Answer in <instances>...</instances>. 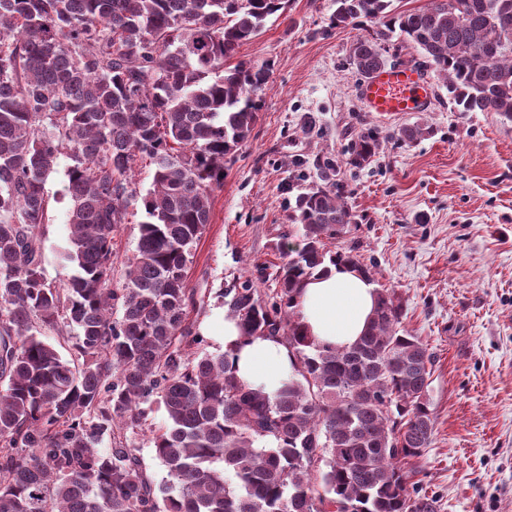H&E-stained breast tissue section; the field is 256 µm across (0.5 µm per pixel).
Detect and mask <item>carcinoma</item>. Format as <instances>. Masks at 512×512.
I'll list each match as a JSON object with an SVG mask.
<instances>
[{
	"mask_svg": "<svg viewBox=\"0 0 512 512\" xmlns=\"http://www.w3.org/2000/svg\"><path fill=\"white\" fill-rule=\"evenodd\" d=\"M333 0L329 28L374 24L350 60L387 65L393 36L418 50L460 112L512 121V0ZM285 0H0V512H438L413 460L431 444L435 356L402 328L393 289L377 290L366 333L333 348L308 336L298 284L329 261L374 280L353 247L327 249L353 215L338 163L289 203L301 244L275 273L257 265L224 289V317L250 337L279 336L294 372L271 398L228 355L201 351L188 288L192 248L210 222L226 164L250 138L270 67L239 56ZM426 124L400 130L415 142ZM379 141L360 134L349 163ZM67 156L70 199L61 288L42 268L45 191ZM154 166L137 191L138 164ZM141 200L136 251L112 287V239ZM278 287L264 292L269 279ZM121 308L120 319L112 310ZM75 333L81 361L45 333ZM166 422L152 449L156 489L136 449L152 405ZM110 438L113 446L97 445Z\"/></svg>",
	"mask_w": 512,
	"mask_h": 512,
	"instance_id": "1",
	"label": "carcinoma"
}]
</instances>
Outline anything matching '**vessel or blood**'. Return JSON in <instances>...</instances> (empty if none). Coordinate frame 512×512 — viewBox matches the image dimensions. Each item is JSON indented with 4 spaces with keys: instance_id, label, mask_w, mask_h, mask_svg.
Wrapping results in <instances>:
<instances>
[{
    "instance_id": "b4317fda",
    "label": "vessel or blood",
    "mask_w": 512,
    "mask_h": 512,
    "mask_svg": "<svg viewBox=\"0 0 512 512\" xmlns=\"http://www.w3.org/2000/svg\"><path fill=\"white\" fill-rule=\"evenodd\" d=\"M359 98L369 112H426L435 100V91L418 69L386 66L367 77L359 88Z\"/></svg>"
}]
</instances>
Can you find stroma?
Masks as SVG:
<instances>
[{
	"instance_id": "35a3bbf8",
	"label": "stroma",
	"mask_w": 512,
	"mask_h": 512,
	"mask_svg": "<svg viewBox=\"0 0 512 512\" xmlns=\"http://www.w3.org/2000/svg\"><path fill=\"white\" fill-rule=\"evenodd\" d=\"M332 12V0H288L241 49L245 58L270 64L269 86L193 248L188 277L196 305L189 320L208 334L207 353L223 352L213 334L224 321L221 289L255 265L281 264L285 235H300L287 220L288 202L315 179L316 156L332 154L354 216L342 244L375 265L376 288L399 293L403 327L435 355V432L419 460L422 491L437 496L439 512H512V123L492 112L457 111L438 79L430 111H364L349 49L373 25L333 29ZM306 115L315 120L309 133L301 128ZM415 122L430 125V134L399 140L398 130ZM361 131L373 132L380 149L357 168L348 158ZM70 164L60 157L47 181L51 209L40 228L42 266L55 284L72 272L64 258ZM129 211L112 242L116 288L143 218L141 205ZM164 421L153 410L145 429L126 435L159 486L167 471L149 438Z\"/></svg>"
}]
</instances>
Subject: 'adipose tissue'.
I'll return each mask as SVG.
<instances>
[{"instance_id":"obj_1","label":"adipose tissue","mask_w":512,"mask_h":512,"mask_svg":"<svg viewBox=\"0 0 512 512\" xmlns=\"http://www.w3.org/2000/svg\"><path fill=\"white\" fill-rule=\"evenodd\" d=\"M375 298L371 281L354 270L332 265L302 284L296 310L308 335L320 344L343 348L364 333ZM220 334L238 378L276 395L293 369V349L276 337L243 339L231 320L224 322Z\"/></svg>"}]
</instances>
